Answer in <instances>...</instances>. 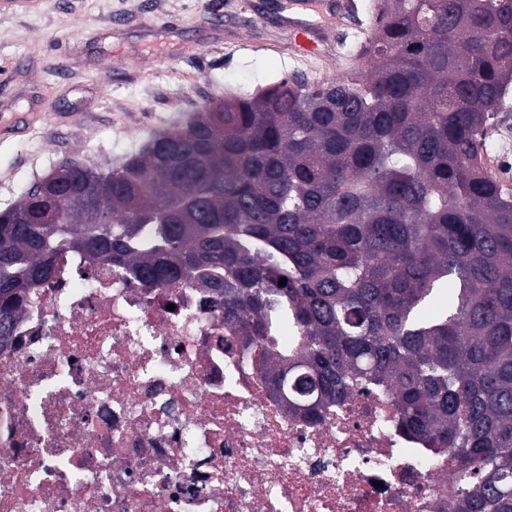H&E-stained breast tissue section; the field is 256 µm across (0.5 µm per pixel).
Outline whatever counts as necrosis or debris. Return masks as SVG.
Instances as JSON below:
<instances>
[{
	"label": "necrosis or debris",
	"instance_id": "obj_1",
	"mask_svg": "<svg viewBox=\"0 0 512 512\" xmlns=\"http://www.w3.org/2000/svg\"><path fill=\"white\" fill-rule=\"evenodd\" d=\"M205 289L61 251L0 338V512H448V457L379 390L275 399Z\"/></svg>",
	"mask_w": 512,
	"mask_h": 512
}]
</instances>
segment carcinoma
<instances>
[{
    "mask_svg": "<svg viewBox=\"0 0 512 512\" xmlns=\"http://www.w3.org/2000/svg\"><path fill=\"white\" fill-rule=\"evenodd\" d=\"M371 8L360 71L208 104L1 211L0 336L64 249L192 280L290 407L385 391L453 461L448 512H512V194L482 157L512 91V0Z\"/></svg>",
    "mask_w": 512,
    "mask_h": 512,
    "instance_id": "cac0c4a2",
    "label": "carcinoma"
}]
</instances>
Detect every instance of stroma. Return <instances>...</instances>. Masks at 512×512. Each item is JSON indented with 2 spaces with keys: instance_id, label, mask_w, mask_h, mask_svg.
<instances>
[{
  "instance_id": "stroma-1",
  "label": "stroma",
  "mask_w": 512,
  "mask_h": 512,
  "mask_svg": "<svg viewBox=\"0 0 512 512\" xmlns=\"http://www.w3.org/2000/svg\"><path fill=\"white\" fill-rule=\"evenodd\" d=\"M0 0V211L62 161L110 171L206 103L283 75L308 80L358 67L369 0L334 20L318 53L289 56L283 15L301 0Z\"/></svg>"
}]
</instances>
